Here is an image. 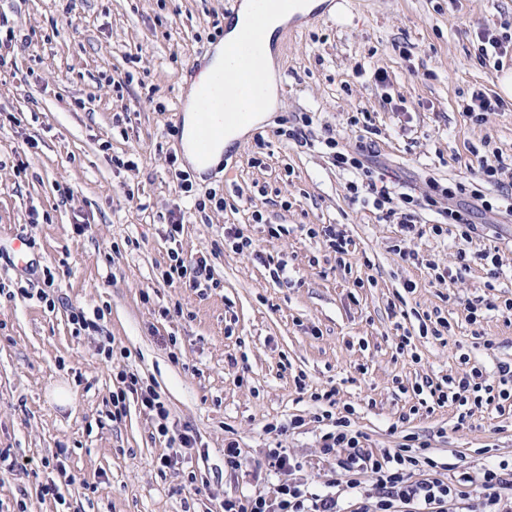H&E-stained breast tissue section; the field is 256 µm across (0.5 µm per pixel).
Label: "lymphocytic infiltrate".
Returning <instances> with one entry per match:
<instances>
[{"label": "lymphocytic infiltrate", "instance_id": "1", "mask_svg": "<svg viewBox=\"0 0 512 512\" xmlns=\"http://www.w3.org/2000/svg\"><path fill=\"white\" fill-rule=\"evenodd\" d=\"M327 147L333 150V159L337 167L350 171L353 175L347 190L352 200H359L361 194L372 197V205L381 214L382 220L398 222L402 231L414 232L413 207L423 205L435 206L438 202L436 192L438 185L428 181L427 189L422 195L400 193L392 195L385 183L382 164L375 154L373 143L359 145L355 152L339 150L335 140H327ZM502 170L498 167L481 166L477 176L470 181L458 184L455 190L446 192L448 222L461 228L458 242L467 244L475 230V215L495 212L512 216V184L503 183ZM497 186L500 204H492L484 189ZM170 263L163 270L161 277L167 284L188 282L200 285L201 282L213 281L214 269L206 256L192 259L182 256L178 250H171ZM122 384L121 390L113 392L111 404L114 415H122L126 410L128 394H136L142 406L149 410L156 424L159 435L166 437L170 452L161 457V466H169L173 455L179 449L191 447L195 441L189 432H174L170 429V411L162 401L153 385L145 384L135 373L120 370L118 373ZM436 405L453 403L458 409L470 411L490 405L499 400L512 398V365L501 364L498 367V379L491 382L482 371L474 369L456 378H449L447 388H434L430 391ZM361 434L354 430L349 418L337 419L332 430L323 436V450L332 453L341 448L345 456L340 464L347 469H357L372 475L376 489L377 508L369 510L364 499H357L354 512H393L394 508H404L405 512H441L448 498H470L471 492L465 479L456 483H445L437 478L412 480L415 467L426 465L434 467L430 457H422L413 452L411 444H401L400 448L387 450L380 454L365 451L360 444ZM224 512H344L334 496L309 491L307 488L285 484L278 490L277 502L270 503L263 498L228 499L224 502Z\"/></svg>", "mask_w": 512, "mask_h": 512}]
</instances>
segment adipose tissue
I'll return each instance as SVG.
<instances>
[{
	"label": "adipose tissue",
	"instance_id": "1",
	"mask_svg": "<svg viewBox=\"0 0 512 512\" xmlns=\"http://www.w3.org/2000/svg\"><path fill=\"white\" fill-rule=\"evenodd\" d=\"M253 13L252 0H242L235 20L227 27L222 47L217 48L207 69L199 75L193 88L194 94H202L211 82L214 71L224 73L223 94H230L237 86L241 76L246 73L256 75L261 80V96L256 105L250 106L249 116L239 123H229L224 127V136L217 140L207 157H200L194 146V136L199 126L204 121V116L198 112L196 106H189L184 116V137L188 146L187 156L189 160L201 170L207 169L219 158L226 142L237 139L252 127L260 118L263 111L274 108L277 104L276 88L272 79V56L265 53L243 61L230 60L227 55L231 48L247 31Z\"/></svg>",
	"mask_w": 512,
	"mask_h": 512
}]
</instances>
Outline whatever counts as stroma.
<instances>
[{"label":"stroma","mask_w":512,"mask_h":512,"mask_svg":"<svg viewBox=\"0 0 512 512\" xmlns=\"http://www.w3.org/2000/svg\"><path fill=\"white\" fill-rule=\"evenodd\" d=\"M233 9L232 0H0V451L19 461L0 467V512H224L225 499H271L284 483L345 504L351 482L374 494L370 474L323 452L326 411L349 416L376 454L418 437L438 477L471 476L470 499L447 512H480L482 465L512 467V399L463 417L449 403L421 407L416 389L474 368L493 380L512 364V321L501 315L512 301V220L479 225L462 257L458 226L432 232L437 209H417L414 234L403 235L350 199L325 141L350 152L374 141L402 192L430 177L461 181L483 164L512 176V96L481 122L463 110L473 89L500 94L499 77L512 74V55L482 54L478 36L512 33V0L321 6L274 57L278 107L195 175L187 197L175 178L190 168L183 112L193 76L224 39L213 23ZM378 69L385 84L372 78ZM305 114L311 144L301 147L284 131ZM211 191L224 207L197 209ZM175 209L184 219L173 244ZM229 224L252 250L225 243ZM271 224L283 225L280 237L268 236ZM319 224L343 226L345 258L307 235ZM20 236L30 245L23 271L11 261ZM174 247L206 255L218 287L164 283ZM489 251L498 263L483 260ZM270 258L286 260L281 279ZM78 311L96 328L75 332ZM438 316L448 332L423 334ZM121 369L152 384L175 429L195 436L171 466H161L167 441L136 396L112 417ZM60 385L70 405L54 401ZM329 390L332 400L321 399ZM231 441L237 470L224 461ZM273 447L297 468H269ZM50 483L57 494H43Z\"/></svg>","instance_id":"1"}]
</instances>
